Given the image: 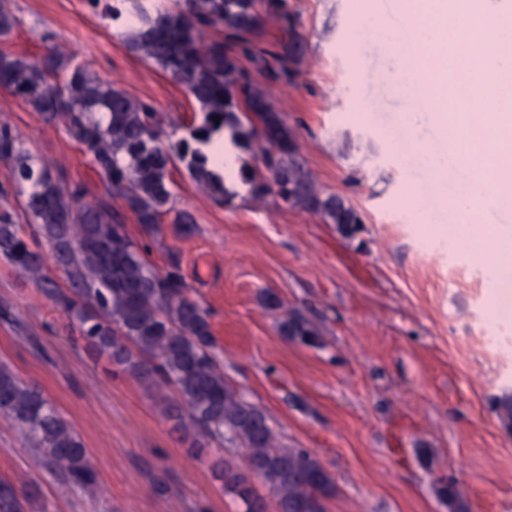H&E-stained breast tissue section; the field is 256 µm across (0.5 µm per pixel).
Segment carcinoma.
Here are the masks:
<instances>
[{"instance_id": "carcinoma-1", "label": "carcinoma", "mask_w": 512, "mask_h": 512, "mask_svg": "<svg viewBox=\"0 0 512 512\" xmlns=\"http://www.w3.org/2000/svg\"><path fill=\"white\" fill-rule=\"evenodd\" d=\"M121 3L132 4L135 26L119 36L182 85L198 112L190 123L175 126L153 103L132 98L58 48L39 59L15 53L8 42L16 20L0 0V90L45 123L65 129L103 188L89 201L82 183L63 181L47 164L34 168L20 134L0 123V162L18 164L15 180L0 184V198H21L32 226L29 232L13 213L0 210V260L25 274L98 356L164 393L162 413L184 431L190 452L199 455L216 441L243 450L268 495L224 466L222 448L210 457L209 470L245 512L267 499L285 512H328L334 481L309 450L278 446L268 413L229 384L214 353L209 313L193 296L178 259L170 258L163 269L152 265L129 235L123 215L112 209V199L121 200L150 234L160 231L168 215L176 234L189 233L195 218L172 207V171L186 173L217 205L229 202L233 192L210 169L202 150L224 134L248 154L240 173L253 199H279L353 236L363 223L361 212L318 185L300 155L295 130L244 67L247 60L265 81L291 82L305 58L306 37L288 0H166L151 8L143 0H112L104 15L121 18ZM211 30L219 37L207 39ZM43 241L66 274L67 286L45 269ZM278 328L293 342L321 345L319 330L297 309L288 311ZM496 411L511 431V393L497 397ZM0 415L20 428L68 488L89 492L96 486L75 429L40 386L3 360ZM437 494L448 501L450 512H468L456 485L441 482ZM31 507L24 486L0 480V512H30Z\"/></svg>"}]
</instances>
